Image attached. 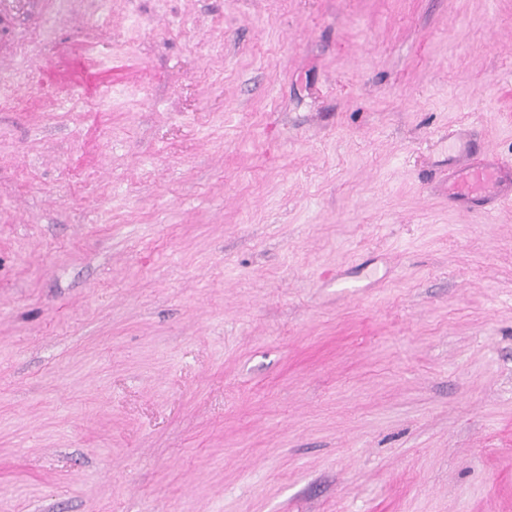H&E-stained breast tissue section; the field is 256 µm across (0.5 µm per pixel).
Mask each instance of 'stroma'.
Segmentation results:
<instances>
[{
    "instance_id": "obj_1",
    "label": "stroma",
    "mask_w": 512,
    "mask_h": 512,
    "mask_svg": "<svg viewBox=\"0 0 512 512\" xmlns=\"http://www.w3.org/2000/svg\"><path fill=\"white\" fill-rule=\"evenodd\" d=\"M0 95V512H512V205L445 191L512 0H0Z\"/></svg>"
}]
</instances>
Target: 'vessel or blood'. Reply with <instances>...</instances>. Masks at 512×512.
<instances>
[{
  "instance_id": "obj_1",
  "label": "vessel or blood",
  "mask_w": 512,
  "mask_h": 512,
  "mask_svg": "<svg viewBox=\"0 0 512 512\" xmlns=\"http://www.w3.org/2000/svg\"><path fill=\"white\" fill-rule=\"evenodd\" d=\"M448 200L492 209L512 203V164L491 155L457 162L448 170Z\"/></svg>"
}]
</instances>
